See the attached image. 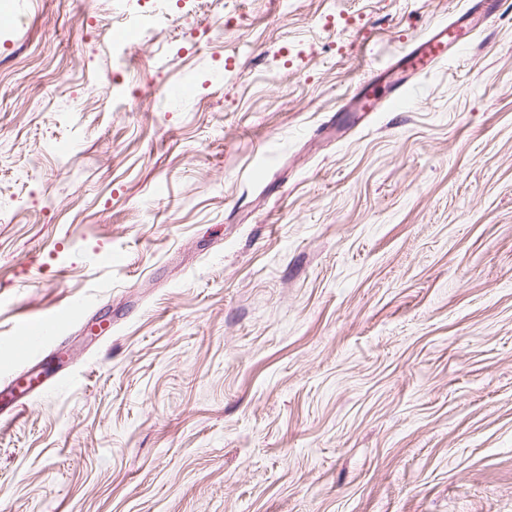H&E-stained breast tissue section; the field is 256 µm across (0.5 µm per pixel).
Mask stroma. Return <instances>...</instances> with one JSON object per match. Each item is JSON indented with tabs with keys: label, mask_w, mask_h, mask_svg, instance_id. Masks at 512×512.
Segmentation results:
<instances>
[{
	"label": "stroma",
	"mask_w": 512,
	"mask_h": 512,
	"mask_svg": "<svg viewBox=\"0 0 512 512\" xmlns=\"http://www.w3.org/2000/svg\"><path fill=\"white\" fill-rule=\"evenodd\" d=\"M462 4L0 0V512H512V10L336 115ZM57 319L55 315H47L22 327L18 340L27 353V360L46 354L51 343L57 339ZM60 380L55 381L54 376L42 377V373L35 374L30 370L9 378L5 385L9 401L7 407L0 408V424H6L20 415L34 398Z\"/></svg>",
	"instance_id": "1"
}]
</instances>
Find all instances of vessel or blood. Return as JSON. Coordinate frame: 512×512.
Masks as SVG:
<instances>
[{
	"label": "vessel or blood",
	"mask_w": 512,
	"mask_h": 512,
	"mask_svg": "<svg viewBox=\"0 0 512 512\" xmlns=\"http://www.w3.org/2000/svg\"><path fill=\"white\" fill-rule=\"evenodd\" d=\"M503 4L504 0H465L453 19L438 21L424 36L407 39L389 68L366 73L346 102L345 111L378 112L405 100L422 75L447 63L468 45L477 30L497 17ZM56 333L57 319L47 315L25 324L18 340L28 358L33 359L46 354ZM54 384V377L30 371L9 378L5 385L9 401L0 408V423L20 415L34 398Z\"/></svg>",
	"instance_id": "b4317fda"
}]
</instances>
